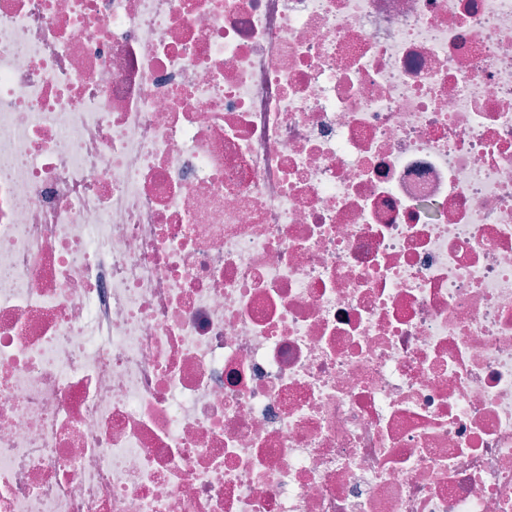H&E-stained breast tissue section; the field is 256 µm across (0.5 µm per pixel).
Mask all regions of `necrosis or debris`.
I'll use <instances>...</instances> for the list:
<instances>
[{"label":"necrosis or debris","instance_id":"obj_1","mask_svg":"<svg viewBox=\"0 0 512 512\" xmlns=\"http://www.w3.org/2000/svg\"><path fill=\"white\" fill-rule=\"evenodd\" d=\"M0 512H512V0H0Z\"/></svg>","mask_w":512,"mask_h":512}]
</instances>
